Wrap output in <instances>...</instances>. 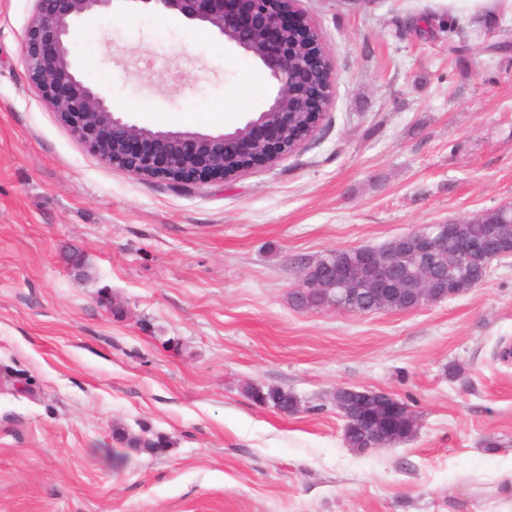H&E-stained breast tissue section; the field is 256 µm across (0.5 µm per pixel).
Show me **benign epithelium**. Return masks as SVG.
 Returning a JSON list of instances; mask_svg holds the SVG:
<instances>
[{"instance_id":"benign-epithelium-1","label":"benign epithelium","mask_w":512,"mask_h":512,"mask_svg":"<svg viewBox=\"0 0 512 512\" xmlns=\"http://www.w3.org/2000/svg\"><path fill=\"white\" fill-rule=\"evenodd\" d=\"M116 0H35L26 28L22 60L30 81L84 147L103 163L140 178H161L188 186L216 176L237 178L258 166H272L318 128L335 100L336 72L315 22L291 4L299 0H131L179 16L214 32L257 59L268 71L276 92L268 106L230 132L206 134L154 130L115 115L112 105L81 80L68 46L73 22L90 12L112 10ZM294 39H289V36ZM303 85L307 122L295 126L294 89ZM409 247L424 260L453 265L475 256L497 258L508 253L507 242L488 228L479 238L460 232L455 223L418 225L382 251L361 250L358 264L339 268L336 300L325 308L344 311L346 285L364 283L382 304L409 296L415 307L456 297L474 285L452 282L435 270L404 284L391 269L399 251ZM325 259L303 267L301 290L320 295ZM336 401H353V426L344 430L348 443L360 440L361 451L394 446L392 430L410 409L384 391L341 386Z\"/></svg>"}]
</instances>
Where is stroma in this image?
<instances>
[{"label":"stroma","mask_w":512,"mask_h":512,"mask_svg":"<svg viewBox=\"0 0 512 512\" xmlns=\"http://www.w3.org/2000/svg\"><path fill=\"white\" fill-rule=\"evenodd\" d=\"M33 0H0V512H512V256L457 297L352 315L291 302L302 267L512 204L506 0H301L336 70L314 137L275 167L178 188L102 163L29 81ZM471 36L460 44L449 21ZM75 68L118 115L264 110L261 63L117 0L76 19ZM456 376H449V367ZM301 401L286 416L248 385ZM418 418L365 454L333 394ZM163 435L123 447L115 427Z\"/></svg>","instance_id":"35a3bbf8"}]
</instances>
